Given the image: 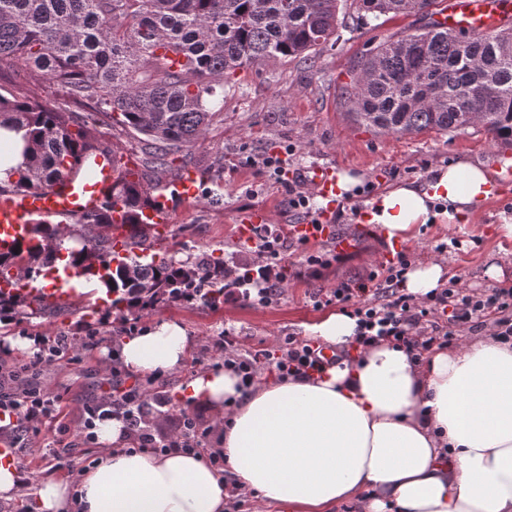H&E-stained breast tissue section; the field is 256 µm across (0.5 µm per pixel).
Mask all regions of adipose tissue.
Masks as SVG:
<instances>
[{"label": "adipose tissue", "instance_id": "1", "mask_svg": "<svg viewBox=\"0 0 512 512\" xmlns=\"http://www.w3.org/2000/svg\"><path fill=\"white\" fill-rule=\"evenodd\" d=\"M498 171L459 159L427 180L382 189L364 215L387 240L422 224L468 221L498 193ZM356 320L341 311L306 326L349 346ZM191 340L174 321L120 337L125 369L160 378L181 370ZM224 420L220 475L183 451H127L121 420L98 423L100 461L78 488L52 473L29 493L32 512H224V478L275 512H512V343L483 331L456 349L414 357L383 342L322 377L243 388L232 371L197 372L178 388ZM232 413H225V403Z\"/></svg>", "mask_w": 512, "mask_h": 512}]
</instances>
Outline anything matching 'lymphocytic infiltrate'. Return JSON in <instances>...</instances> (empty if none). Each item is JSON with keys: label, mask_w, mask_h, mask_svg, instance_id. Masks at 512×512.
<instances>
[{"label": "lymphocytic infiltrate", "mask_w": 512, "mask_h": 512, "mask_svg": "<svg viewBox=\"0 0 512 512\" xmlns=\"http://www.w3.org/2000/svg\"><path fill=\"white\" fill-rule=\"evenodd\" d=\"M248 164L256 174L274 176L285 182L289 210L310 214L311 195L302 178H289L286 160L280 153L251 157ZM256 236L253 260L246 270L232 268L226 271L228 286L225 294L266 306L278 300L284 291V235L281 229L267 224L257 229ZM408 266V254L397 252L387 264L371 272V279L377 282L375 290H368L363 284L344 282L323 295L322 300L327 304H353V314L358 319L355 347L366 350L386 341L405 347L418 357L433 345L452 341L455 329L474 326L490 315L496 318L498 336L506 340L512 338V288H494L486 294L470 293L453 279L448 286L417 298L405 293L401 287ZM443 317L448 320L444 327L439 324ZM216 350L225 368L237 373L246 387L259 382L265 371L276 372L282 378L311 377L324 373L332 365L331 360L325 359L321 345L308 340L300 342L291 336L275 340L272 347L248 355L237 352L229 338L217 343ZM148 399V391L132 387L124 393L85 404L86 419L80 440L88 441L96 420L112 414L123 420L140 449L160 453L202 449L206 433L200 429L197 418L183 416L178 431L166 436L154 435L144 428V407ZM58 400L57 394L41 389L0 391V409L19 414L18 420L9 426V433L22 445H29L30 431L50 416L51 408Z\"/></svg>", "instance_id": "f902f5d3"}]
</instances>
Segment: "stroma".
<instances>
[{
  "label": "stroma",
  "mask_w": 512,
  "mask_h": 512,
  "mask_svg": "<svg viewBox=\"0 0 512 512\" xmlns=\"http://www.w3.org/2000/svg\"><path fill=\"white\" fill-rule=\"evenodd\" d=\"M420 26L417 16H384L378 28L348 27L339 29L336 43L326 47L316 63L301 60L269 61L237 70L224 80V108L216 115L205 137L189 150L179 153L178 164L200 171L205 181L195 201L175 205L169 255L187 256L214 254L224 256L229 265L250 263L252 253L237 241L238 218L247 210L261 206L270 210L275 226L285 227L301 221L300 213L289 211L286 190L269 177L256 176L247 163L248 157L278 152L294 146L288 159V171L301 175L314 165H330L337 171H350L362 181L373 182L376 188L402 179L428 178L431 167L460 158L480 162L488 167L504 168L499 158L500 147L482 126H472L455 133L435 131L419 134H378L357 124L348 114L341 97L344 86L351 81V66L370 48L390 35H406ZM0 84L17 93L50 103L82 119L89 109L68 101L58 88L42 79H33L28 67L20 61L0 63ZM97 129L103 142L121 155L142 165V183L160 187L170 181V172L143 166L141 145L136 135L121 130L111 114L97 117ZM221 162V203L210 196L214 162ZM367 201L360 196L346 199L337 212L341 229L356 233L357 249L345 260L323 269L320 276L303 272L306 253L317 251V244H299L289 239L286 265L288 283L283 296L271 305L258 306L238 298L225 299L218 307L202 303H173L127 322L108 318L90 323L89 307L101 304L97 290L88 289L72 297L65 308L45 315L0 327V337L37 336L40 351H47L56 338L67 337L77 344L87 334H94L92 346L79 358L63 353L54 363L38 371L25 370L31 355L0 346V366L7 376L0 387L11 389L43 388L61 394L59 413L48 419L27 448H15L31 480H38L56 469H65L69 480H78L80 472L100 456L97 445H83L75 450L73 463L56 459V450L74 441L84 414L83 406L112 391V365L100 356L103 347H113L116 338L140 332L153 324L173 320L187 330L192 350L180 373L158 379L122 372L123 386L141 383L158 392L162 404L153 405L152 417L158 418V434L171 433L183 413L197 414L210 426L209 448L221 445L223 430L212 409L202 401L183 407L174 400L183 378L215 367L214 343L232 334L239 352H251L272 344L276 337L291 336L305 340L306 325L317 322L328 309L316 306L318 290L330 289L343 282H358L384 264L385 239L378 233L360 228V213ZM512 217V170L506 173L498 197L479 209L467 224H423L404 246L412 265L440 262L447 278L459 279L463 288L481 293L490 288H512V238L496 233L503 218ZM457 238L459 245L439 255L435 247ZM496 259L503 269L500 279L489 278V259Z\"/></svg>",
  "instance_id": "stroma-1"
}]
</instances>
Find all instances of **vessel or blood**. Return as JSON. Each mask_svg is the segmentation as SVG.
I'll return each instance as SVG.
<instances>
[{
	"label": "vessel or blood",
	"instance_id": "obj_1",
	"mask_svg": "<svg viewBox=\"0 0 512 512\" xmlns=\"http://www.w3.org/2000/svg\"><path fill=\"white\" fill-rule=\"evenodd\" d=\"M501 21L500 0H453L448 10L441 14L442 27L456 31L491 32ZM133 164H121L115 151L98 153L93 161L82 163L77 173L57 180L40 195L5 193L0 195V252L8 251L22 238H29L35 217L50 216L58 224H73L98 213L109 200V194L121 173H137ZM200 174L193 169L185 170L176 180L174 187L177 197L184 202L197 197ZM306 184L314 197L320 198L324 206L318 222L306 221L293 225L294 235L314 242L328 241L336 251L355 250L357 239L342 232L332 222L336 211L339 190L333 168L312 167L306 175ZM172 208L164 196H156L145 206L139 216L140 225L148 227L155 249L166 246L171 227L169 215ZM113 252L122 254L130 247L132 240L130 226L121 209L112 213ZM81 277L71 266L54 270L52 283L42 290L46 302L64 303L73 295L74 283Z\"/></svg>",
	"mask_w": 512,
	"mask_h": 512
}]
</instances>
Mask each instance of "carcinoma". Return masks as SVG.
Masks as SVG:
<instances>
[{"label":"carcinoma","instance_id":"carcinoma-1","mask_svg":"<svg viewBox=\"0 0 512 512\" xmlns=\"http://www.w3.org/2000/svg\"><path fill=\"white\" fill-rule=\"evenodd\" d=\"M436 0H0V63L23 61L75 104L93 112L77 129L67 113L0 85V128L22 134L24 162L0 180V194L39 192L102 146L94 112L118 113L141 135L146 163L170 167V156L195 143L224 97V76L267 61H312L344 17L369 25L389 14L417 15L416 32L390 37L354 64L342 91L354 120L378 133L458 132L481 124L492 140L512 145V20L488 34L438 29ZM184 58L177 71L158 49ZM112 196L134 213L151 196L141 182L119 181ZM106 204L92 225L69 230L81 243L63 249V231L35 224L44 244L0 252V271L15 267L34 281L61 253L105 288L110 308L138 318L175 302L218 305L226 263L212 255L173 257L133 251L109 256ZM52 309L30 293L0 290V319Z\"/></svg>","mask_w":512,"mask_h":512}]
</instances>
